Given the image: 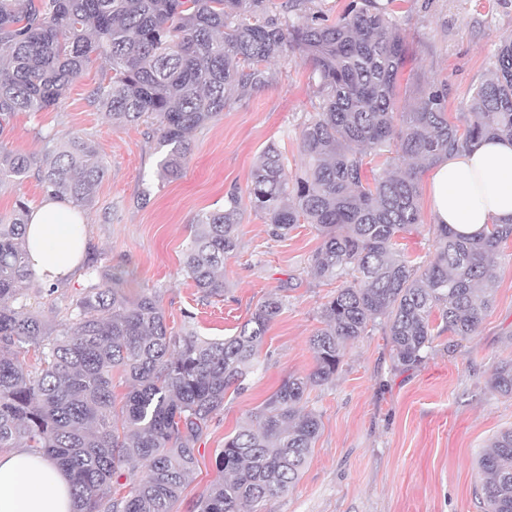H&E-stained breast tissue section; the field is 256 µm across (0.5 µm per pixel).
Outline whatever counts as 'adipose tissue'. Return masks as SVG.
I'll return each mask as SVG.
<instances>
[{"instance_id":"ef3b65f1","label":"adipose tissue","mask_w":512,"mask_h":512,"mask_svg":"<svg viewBox=\"0 0 512 512\" xmlns=\"http://www.w3.org/2000/svg\"><path fill=\"white\" fill-rule=\"evenodd\" d=\"M433 221L474 236L493 224L512 223V141L484 139L450 153L429 181ZM82 213L46 196L28 218L26 250L31 270L46 284L66 279L84 251ZM66 473L27 449L0 452V512H73Z\"/></svg>"}]
</instances>
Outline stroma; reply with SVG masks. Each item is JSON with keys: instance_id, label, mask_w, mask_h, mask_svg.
<instances>
[{"instance_id": "obj_1", "label": "stroma", "mask_w": 512, "mask_h": 512, "mask_svg": "<svg viewBox=\"0 0 512 512\" xmlns=\"http://www.w3.org/2000/svg\"><path fill=\"white\" fill-rule=\"evenodd\" d=\"M407 56L400 71L398 111L417 102L422 85L444 86L450 117L468 111L473 87L488 76L500 41L512 36V0H402L398 12ZM272 82L190 135L191 153L177 180L158 173L155 117L112 126L88 99L112 71L93 61L59 103L20 112L0 142L41 155L44 135H76L106 169L95 202L83 208L88 252L64 284L35 281L26 304L49 324L69 318L92 276L124 270L131 291L159 292L170 330L207 338L233 335L266 296L284 306L260 349L259 367L241 393H227L199 443L198 466L173 512H198L221 473L224 439L291 374L313 367L309 338L336 282L316 279L310 259L322 243L300 224L270 237L263 219L242 201L237 252L224 263V294L203 298L182 270L198 214L222 208L229 191H245L261 152L276 144L289 177L302 173L300 125L319 102L311 68L298 53L273 61ZM429 172L420 175L421 222L402 246L426 261L435 253L436 226ZM494 305L477 333L457 340L435 332L424 361L396 366L381 328L347 344L335 379L308 393L305 406L321 429L299 481L263 512H482L475 459L501 429L512 426V396L493 390L494 366L512 359V241L493 258Z\"/></svg>"}]
</instances>
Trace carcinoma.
Masks as SVG:
<instances>
[{
    "mask_svg": "<svg viewBox=\"0 0 512 512\" xmlns=\"http://www.w3.org/2000/svg\"><path fill=\"white\" fill-rule=\"evenodd\" d=\"M395 0H351L336 20L316 11L305 24L268 14V0H0V134L19 112L57 104L92 61L112 80L90 95L116 127L159 118V174L182 175L187 135L224 111L227 94L247 100L272 80L267 64L297 52L311 66L319 97L299 133L302 175L288 179L284 158L266 147L247 193L273 238L298 224L323 237L311 273L342 285L319 312L310 337L313 369L291 374L224 441L200 512H258L293 486L320 430L300 404L336 377L347 342L381 326L394 359L421 362L431 348V317L466 338L477 333L495 283L489 261L512 240V224L477 237L437 226L433 260L422 267L400 248L420 223L419 174L489 136L512 138V39L489 62V78L452 119L444 88L430 85L410 112L394 111L405 44ZM42 155L0 144V183L37 175L44 191L90 205L105 167L79 136L44 137ZM241 196L197 217L183 270L205 297L224 295V261L239 248ZM28 207L0 222V448L24 447L70 476L77 512H173L198 463L197 444L224 395L258 369L260 346L283 300L273 293L240 330L222 339L169 330L160 295H131L122 272L89 285L76 314L48 328L23 304L34 273L26 259ZM38 351L24 365L25 348ZM127 383L121 423L112 421L113 373ZM491 387L512 395V361L496 365ZM484 512H512V428L477 458ZM128 487L122 492L120 486Z\"/></svg>",
    "mask_w": 512,
    "mask_h": 512,
    "instance_id": "carcinoma-1",
    "label": "carcinoma"
}]
</instances>
